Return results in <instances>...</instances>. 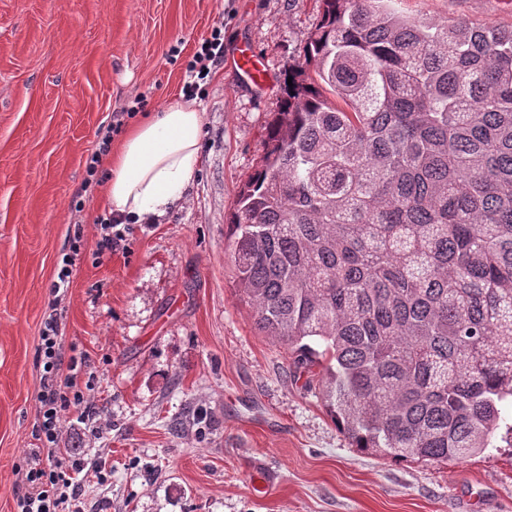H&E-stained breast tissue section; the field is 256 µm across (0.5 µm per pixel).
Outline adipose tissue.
Wrapping results in <instances>:
<instances>
[{
  "label": "adipose tissue",
  "mask_w": 512,
  "mask_h": 512,
  "mask_svg": "<svg viewBox=\"0 0 512 512\" xmlns=\"http://www.w3.org/2000/svg\"><path fill=\"white\" fill-rule=\"evenodd\" d=\"M202 136L201 114L189 103L134 126L110 166L113 214L144 224L178 207L199 169Z\"/></svg>",
  "instance_id": "ef3b65f1"
}]
</instances>
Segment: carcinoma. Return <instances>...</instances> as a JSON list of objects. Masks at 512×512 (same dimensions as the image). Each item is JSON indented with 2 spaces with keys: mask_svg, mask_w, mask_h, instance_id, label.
<instances>
[{
  "mask_svg": "<svg viewBox=\"0 0 512 512\" xmlns=\"http://www.w3.org/2000/svg\"><path fill=\"white\" fill-rule=\"evenodd\" d=\"M322 4L228 218L237 288L352 447H512V27Z\"/></svg>",
  "mask_w": 512,
  "mask_h": 512,
  "instance_id": "cac0c4a2",
  "label": "carcinoma"
}]
</instances>
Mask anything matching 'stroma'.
I'll return each mask as SVG.
<instances>
[{"label":"stroma","mask_w":512,"mask_h":512,"mask_svg":"<svg viewBox=\"0 0 512 512\" xmlns=\"http://www.w3.org/2000/svg\"><path fill=\"white\" fill-rule=\"evenodd\" d=\"M406 13L512 26V0H397ZM320 0H0V512L45 456L37 349L55 320L80 408L60 447L70 512H512V448L448 463L352 448L235 286L227 218L264 153L285 73ZM248 40L262 89L222 64L193 104L201 163L184 203L103 248L102 140L115 113L184 101L213 27ZM68 285L54 290L61 268Z\"/></svg>","instance_id":"obj_1"}]
</instances>
